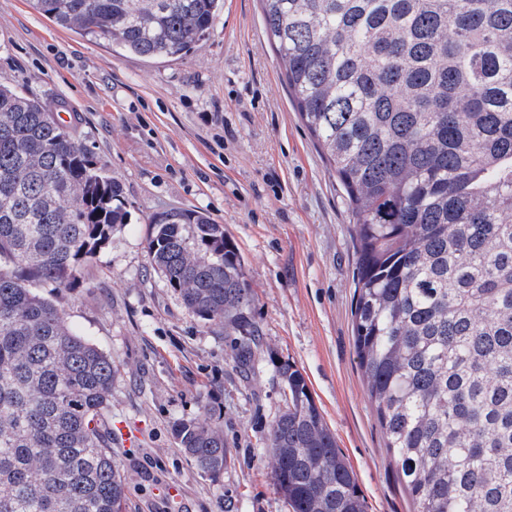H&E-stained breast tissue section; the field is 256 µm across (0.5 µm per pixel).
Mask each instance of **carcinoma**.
Instances as JSON below:
<instances>
[{"label": "carcinoma", "mask_w": 512, "mask_h": 512, "mask_svg": "<svg viewBox=\"0 0 512 512\" xmlns=\"http://www.w3.org/2000/svg\"><path fill=\"white\" fill-rule=\"evenodd\" d=\"M55 25L144 59L203 41L224 0H28ZM294 109L356 226L352 332L416 512H512V0H261ZM0 84V512H121L112 358L41 291L76 285L125 223L120 183L58 119ZM148 263L253 366L240 252L202 210L149 217ZM268 431L292 512H366L295 365ZM173 436L204 474L224 425Z\"/></svg>", "instance_id": "cac0c4a2"}]
</instances>
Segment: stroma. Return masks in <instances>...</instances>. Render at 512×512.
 <instances>
[{"instance_id":"stroma-1","label":"stroma","mask_w":512,"mask_h":512,"mask_svg":"<svg viewBox=\"0 0 512 512\" xmlns=\"http://www.w3.org/2000/svg\"><path fill=\"white\" fill-rule=\"evenodd\" d=\"M0 82L62 100L60 120L122 187L126 224L57 303L112 358L125 512H289L265 444L285 403L279 361L306 378L367 512H414L354 350L353 218L290 102L260 0H224L207 39L173 61L114 52L27 0H0ZM173 207L208 212L244 260L261 329L250 373L235 367L223 326L189 315L148 268V219ZM207 405L233 454L215 477L172 434Z\"/></svg>"}]
</instances>
